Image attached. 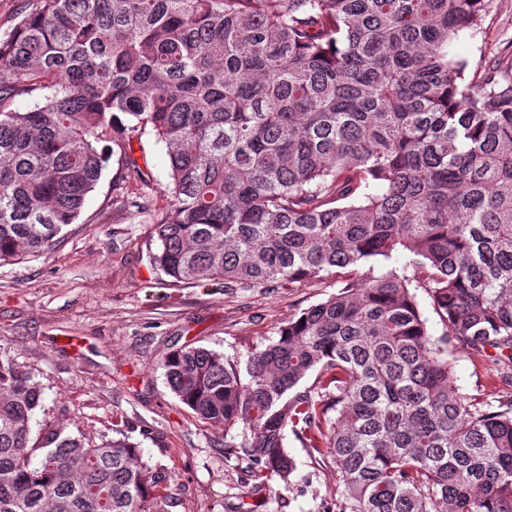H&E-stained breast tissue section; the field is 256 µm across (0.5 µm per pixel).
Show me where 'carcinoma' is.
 <instances>
[{
	"label": "carcinoma",
	"mask_w": 512,
	"mask_h": 512,
	"mask_svg": "<svg viewBox=\"0 0 512 512\" xmlns=\"http://www.w3.org/2000/svg\"><path fill=\"white\" fill-rule=\"evenodd\" d=\"M491 4L26 0L0 36V263L61 239L110 155L145 179L149 131L169 166L149 258L172 282L349 274L244 362L164 353L171 393L285 483L300 431L341 512H512V400L459 392L448 359L493 349L512 379V63L449 52ZM400 251L412 275L373 274ZM42 402L1 359L0 512H162L170 474L123 438L49 432L37 455Z\"/></svg>",
	"instance_id": "carcinoma-1"
}]
</instances>
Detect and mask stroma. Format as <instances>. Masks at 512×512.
I'll list each match as a JSON object with an SVG mask.
<instances>
[{"label":"stroma","instance_id":"stroma-1","mask_svg":"<svg viewBox=\"0 0 512 512\" xmlns=\"http://www.w3.org/2000/svg\"><path fill=\"white\" fill-rule=\"evenodd\" d=\"M510 42L512 0H494L480 30L461 34L451 51L475 65ZM133 149L150 177L152 206L164 207V145L147 133ZM140 188L111 157L62 241L0 263V358L43 390L33 441L49 429L93 440L123 433L145 463L170 473L158 491L164 512H339L336 475L302 435L287 436L295 460L288 482L260 483L258 464L225 447L223 431L170 392L159 359L190 344L247 359L335 294L343 276L291 288L172 283L149 262L157 248L150 217L125 204ZM448 356L460 392L492 403L512 397L491 354L457 345Z\"/></svg>","mask_w":512,"mask_h":512}]
</instances>
